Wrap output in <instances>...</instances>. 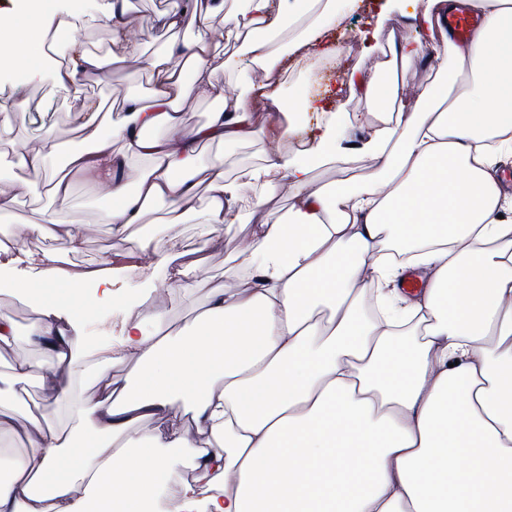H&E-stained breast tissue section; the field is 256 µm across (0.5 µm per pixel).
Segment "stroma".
Here are the masks:
<instances>
[{
	"label": "stroma",
	"mask_w": 512,
	"mask_h": 512,
	"mask_svg": "<svg viewBox=\"0 0 512 512\" xmlns=\"http://www.w3.org/2000/svg\"><path fill=\"white\" fill-rule=\"evenodd\" d=\"M103 0H48V13L58 11L80 17H88L90 26L78 29L75 34L59 30L55 42L60 47L62 58H69L74 43H81L91 51L105 54L112 49V29L104 21L98 9ZM179 0H134L128 8V24L132 29L144 31L142 50L151 56L163 52L172 40L190 41L198 31L194 20H187L183 28L174 34L153 27L152 20L160 11L172 8ZM381 0H356L353 7L340 8L336 27L331 37L337 43H351L350 56L338 58L334 69L324 72L315 58H304L292 63L285 73L286 90H301L310 96L332 90L336 93V110L343 129L360 132L362 127L376 121L379 109L354 94L348 84L350 72L360 69L389 77L392 65L390 53L364 50L359 39L360 33L369 25L381 24L383 33L390 40H401L413 36L414 31L408 18L391 15L379 19ZM42 76L39 81H28L25 74L10 68H0V108L14 110L12 131L0 136V146L16 152L22 147L37 145L41 139L51 137L65 152L79 148L82 137L78 130L82 103L63 98L57 93L52 78L54 69L48 63H41ZM455 71L452 60L446 56H434L429 60H417L403 69L407 84L406 106H413L417 98L435 90L445 82L449 73ZM456 72V71H455ZM150 85L140 64L113 72L111 80L99 81L86 88V99L104 102L112 108L113 119L123 116L121 104L129 97H147ZM317 117L312 112L298 113L294 122L295 134L281 142L272 141L266 131L255 130L246 140L224 144H202L199 153L201 163L223 161L228 178H236L238 172L247 166L262 163L268 153L284 149L290 155L307 157L313 146L311 129ZM63 156L51 164L52 169L64 170ZM111 201L93 182L78 178L74 181L73 198L69 207L57 211L53 200L46 193L20 195L11 214L0 217V227L8 228L11 241L19 247L34 251L60 250L65 254L64 264L70 268L97 267L104 251L110 250L113 238L109 224L102 218L110 208ZM57 215L68 224L88 225L83 248L77 253H65L60 241H36L26 236L25 225L39 222L48 215ZM236 224L232 232L222 236L212 245H204L206 226L200 216H192L187 223L168 228V235L178 247L195 249L205 247L206 259L198 271L188 272L181 283H174L168 269L161 264L150 267L146 272L122 273L115 286L116 295L112 302L95 299L92 288H84L75 296L61 294L62 303L68 304L74 318L77 333L87 340H95L108 332L119 330L129 312V301L145 300L146 307L140 315L144 327H152L156 313H163L172 325L179 326L191 320L214 289L237 280L240 269L235 255L244 246L251 234L249 210L240 208L235 212Z\"/></svg>",
	"instance_id": "35a3bbf8"
}]
</instances>
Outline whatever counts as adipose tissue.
Listing matches in <instances>:
<instances>
[{"label":"adipose tissue","mask_w":512,"mask_h":512,"mask_svg":"<svg viewBox=\"0 0 512 512\" xmlns=\"http://www.w3.org/2000/svg\"><path fill=\"white\" fill-rule=\"evenodd\" d=\"M463 7L482 24L459 42L441 20ZM335 14L334 0H246L231 15L224 0H186L153 20L174 31L192 15L200 30L149 61L150 96L126 99L117 121L86 105L88 147L68 165L111 198L105 219L116 244L102 268L86 271L60 267L55 252L0 246L36 267L45 287L91 281L108 301L117 271L139 258L184 275L186 255L164 230L188 221L198 188L215 236L232 230L251 189L271 194L288 183L291 204L281 215L256 212L236 255L245 278L212 293L184 325L160 320L148 334L130 319L94 354L59 304L39 303L28 342L51 362L47 411L66 408L68 420L31 422L0 480V512H156L161 472L185 463L193 479L175 512H512V195L498 168L512 156V0H424L411 15L417 37L394 55L410 62L425 47L442 49L471 81L381 118L356 145L337 136L336 115L321 103L309 158L275 152L232 182L223 164L198 162L203 143L258 127L291 133L300 103L278 95L284 62L340 55L321 41ZM104 15L118 49L80 50L57 68L69 98H81L86 79L139 59L127 0H108ZM218 38L239 43L241 65L260 77L261 104L226 91ZM0 44L32 75L45 31L0 10ZM193 96L221 107L190 126L183 104ZM59 153L49 137L20 151L28 177L19 191L44 184L66 205L71 179L46 169ZM132 156L151 161L133 182ZM358 160L369 163L362 178L311 177L315 165ZM160 200L171 203L167 219L127 249L129 228ZM415 271L424 287L410 292ZM372 294L375 319L361 312ZM116 351L132 371L113 373ZM92 356L95 392L82 399L76 386ZM147 421L152 429L137 435Z\"/></svg>","instance_id":"1"}]
</instances>
